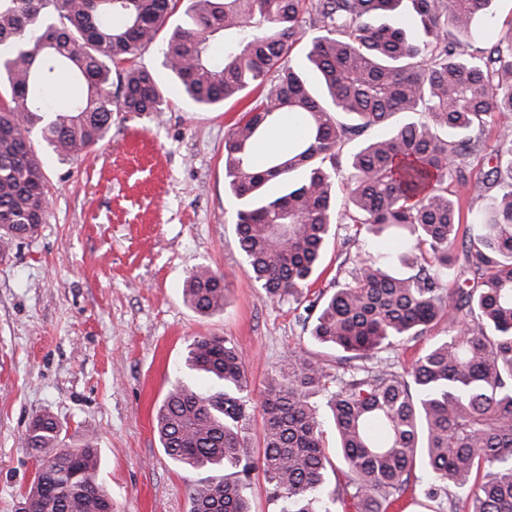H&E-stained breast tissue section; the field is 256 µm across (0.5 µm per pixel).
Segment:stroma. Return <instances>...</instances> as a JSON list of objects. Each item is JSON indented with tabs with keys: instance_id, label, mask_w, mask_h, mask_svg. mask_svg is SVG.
Instances as JSON below:
<instances>
[{
	"instance_id": "obj_1",
	"label": "stroma",
	"mask_w": 512,
	"mask_h": 512,
	"mask_svg": "<svg viewBox=\"0 0 512 512\" xmlns=\"http://www.w3.org/2000/svg\"><path fill=\"white\" fill-rule=\"evenodd\" d=\"M167 97L162 112L113 113L110 133L77 161L35 143L49 208L37 236L0 262V512H17L33 483L22 440L45 411L67 444L95 437L112 512H189L191 487L224 471L179 467L155 416L177 383L212 389L185 365L197 337L235 341L256 401L289 351L336 363V350L311 338L302 306L271 299L254 280L238 244L224 142L258 91L211 109L173 86ZM347 235L338 227L318 288L331 287L344 259L400 253ZM201 265L227 288L224 311L208 316L182 296Z\"/></svg>"
}]
</instances>
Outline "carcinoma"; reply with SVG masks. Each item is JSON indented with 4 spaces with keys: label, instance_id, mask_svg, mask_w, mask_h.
<instances>
[{
    "label": "carcinoma",
    "instance_id": "cac0c4a2",
    "mask_svg": "<svg viewBox=\"0 0 512 512\" xmlns=\"http://www.w3.org/2000/svg\"><path fill=\"white\" fill-rule=\"evenodd\" d=\"M410 4L425 34L372 27L365 18ZM181 23L162 47V67L195 105L218 107L246 90L259 104L224 144V183L240 201L235 231L255 281L272 299L304 305L310 335L343 353L348 377L292 351L260 403L262 452L249 448L244 360L230 339L190 345L192 367L219 389L178 384L155 421L162 448L181 468H224L191 488L190 512H250L245 482L262 471L279 512H388L410 490L416 464L430 477L421 495L433 512H512V27L489 49L474 43L493 0H184ZM179 0H0V259L37 235L48 189L32 134L61 160L102 141L112 113L162 112V81L119 67L158 38ZM308 70L288 64L307 31ZM222 54L221 64L214 62ZM76 93L53 107L59 75ZM421 122L396 123L403 113ZM298 129L288 153L258 160V141L283 119ZM385 127V134L366 137ZM494 162L472 199L471 224L448 187L471 183L466 159ZM348 190L336 208L335 184ZM284 185L271 198L262 188ZM496 187L498 194L483 192ZM394 237L413 253V273L373 256L330 292L304 288L322 274L335 226ZM223 278L188 275L184 301L224 311ZM448 337L402 371L375 361L396 341L423 337L440 321ZM336 432L348 480L328 487L323 427ZM23 446L42 473L24 501L35 512H112L97 482L92 439L67 448L55 418L38 414Z\"/></svg>",
    "mask_w": 512,
    "mask_h": 512
}]
</instances>
